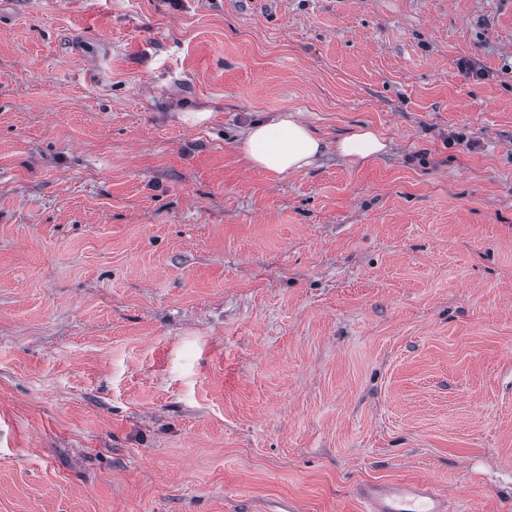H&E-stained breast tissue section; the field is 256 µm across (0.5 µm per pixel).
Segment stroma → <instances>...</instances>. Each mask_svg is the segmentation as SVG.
Wrapping results in <instances>:
<instances>
[{
	"label": "stroma",
	"instance_id": "obj_1",
	"mask_svg": "<svg viewBox=\"0 0 512 512\" xmlns=\"http://www.w3.org/2000/svg\"><path fill=\"white\" fill-rule=\"evenodd\" d=\"M397 481L512 512V0H0V512ZM328 147L291 113L254 121L240 144L253 167L274 177L308 168ZM384 138L373 128L361 126L336 141V154L352 163L379 157L386 151Z\"/></svg>",
	"mask_w": 512,
	"mask_h": 512
}]
</instances>
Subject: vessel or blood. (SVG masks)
I'll return each mask as SVG.
<instances>
[{
	"instance_id": "b4317fda",
	"label": "vessel or blood",
	"mask_w": 512,
	"mask_h": 512,
	"mask_svg": "<svg viewBox=\"0 0 512 512\" xmlns=\"http://www.w3.org/2000/svg\"><path fill=\"white\" fill-rule=\"evenodd\" d=\"M363 512H448V498L428 484L388 483L361 490Z\"/></svg>"
}]
</instances>
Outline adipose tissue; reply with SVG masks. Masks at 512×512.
<instances>
[{
  "label": "adipose tissue",
  "instance_id": "adipose-tissue-1",
  "mask_svg": "<svg viewBox=\"0 0 512 512\" xmlns=\"http://www.w3.org/2000/svg\"><path fill=\"white\" fill-rule=\"evenodd\" d=\"M240 148L253 167L277 177L308 168L328 145L287 114L251 123L242 134ZM335 148L339 156L356 163L379 157L387 145L376 130L362 126L338 140Z\"/></svg>",
  "mask_w": 512,
  "mask_h": 512
}]
</instances>
